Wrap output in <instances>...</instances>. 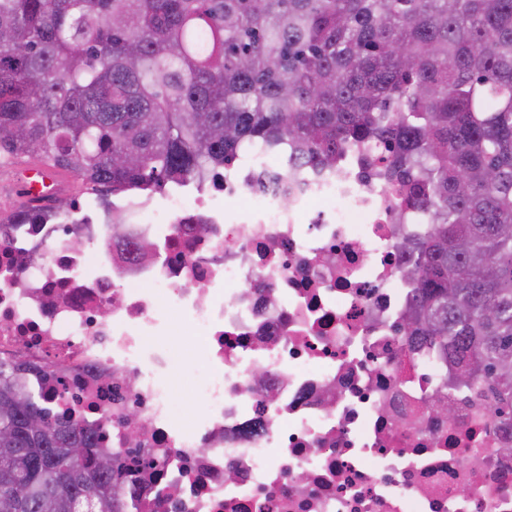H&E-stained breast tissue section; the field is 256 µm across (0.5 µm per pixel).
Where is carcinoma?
<instances>
[{"mask_svg": "<svg viewBox=\"0 0 512 512\" xmlns=\"http://www.w3.org/2000/svg\"><path fill=\"white\" fill-rule=\"evenodd\" d=\"M384 145L428 215L409 335L512 416V0H0L1 162L162 191ZM107 453L0 366V512H121Z\"/></svg>", "mask_w": 512, "mask_h": 512, "instance_id": "obj_1", "label": "carcinoma"}]
</instances>
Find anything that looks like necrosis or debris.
<instances>
[{
	"mask_svg": "<svg viewBox=\"0 0 512 512\" xmlns=\"http://www.w3.org/2000/svg\"><path fill=\"white\" fill-rule=\"evenodd\" d=\"M381 170L254 155L191 192L85 191L36 224L0 204V365L120 449L122 512H512V429L408 344L400 241L425 210L396 223ZM177 324L206 365L187 427L154 342Z\"/></svg>",
	"mask_w": 512,
	"mask_h": 512,
	"instance_id": "1",
	"label": "necrosis or debris"
}]
</instances>
